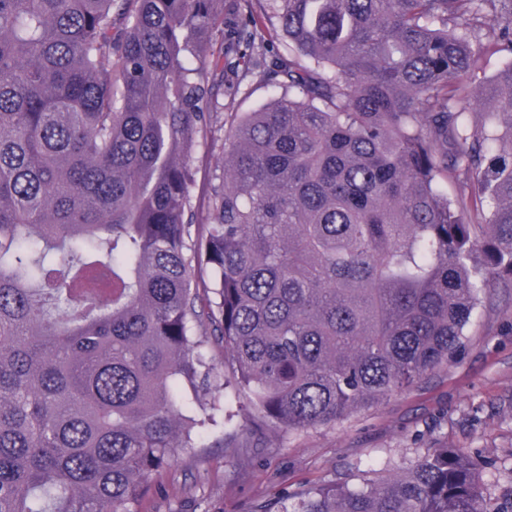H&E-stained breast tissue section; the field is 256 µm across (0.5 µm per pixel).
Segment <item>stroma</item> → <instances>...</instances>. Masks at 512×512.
Returning <instances> with one entry per match:
<instances>
[{
	"mask_svg": "<svg viewBox=\"0 0 512 512\" xmlns=\"http://www.w3.org/2000/svg\"><path fill=\"white\" fill-rule=\"evenodd\" d=\"M250 443L240 460L216 447L180 453L152 476L139 512H251L280 490L359 483L441 445L484 462V496L512 504V288L488 290L462 349L409 390L340 423Z\"/></svg>",
	"mask_w": 512,
	"mask_h": 512,
	"instance_id": "35a3bbf8",
	"label": "stroma"
}]
</instances>
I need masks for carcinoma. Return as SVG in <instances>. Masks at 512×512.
<instances>
[{
    "instance_id": "obj_1",
    "label": "carcinoma",
    "mask_w": 512,
    "mask_h": 512,
    "mask_svg": "<svg viewBox=\"0 0 512 512\" xmlns=\"http://www.w3.org/2000/svg\"><path fill=\"white\" fill-rule=\"evenodd\" d=\"M253 2L0 0V512H137L217 416L246 447L226 390L261 431L334 425L512 288V0ZM255 68L276 96L219 113ZM253 512L499 509L440 447ZM224 163L223 131L214 128L212 135L198 147L192 157V165L197 170L194 192L199 195L202 187L214 174L219 175Z\"/></svg>"
}]
</instances>
